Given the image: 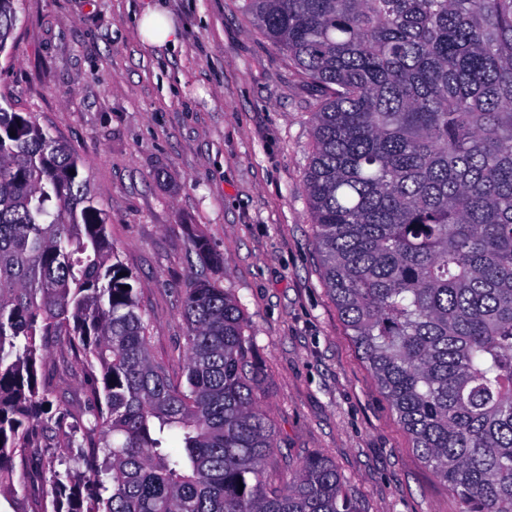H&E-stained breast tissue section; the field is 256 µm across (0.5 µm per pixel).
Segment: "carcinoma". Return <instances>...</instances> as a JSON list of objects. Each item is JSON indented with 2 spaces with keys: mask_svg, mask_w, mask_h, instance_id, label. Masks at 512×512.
<instances>
[{
  "mask_svg": "<svg viewBox=\"0 0 512 512\" xmlns=\"http://www.w3.org/2000/svg\"><path fill=\"white\" fill-rule=\"evenodd\" d=\"M21 11L0 0V55ZM245 11L316 92L304 189L349 335L463 512H512V0ZM84 167L0 106V496L13 505L17 469L34 468L40 512H360L319 453L266 488L274 431L245 317L205 277L185 288L171 381ZM194 249L224 265L207 239ZM55 344L92 375L89 418L68 427L45 370Z\"/></svg>",
  "mask_w": 512,
  "mask_h": 512,
  "instance_id": "cac0c4a2",
  "label": "carcinoma"
}]
</instances>
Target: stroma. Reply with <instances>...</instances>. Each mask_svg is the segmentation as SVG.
I'll list each match as a JSON object with an SVG mask.
<instances>
[{
	"label": "stroma",
	"mask_w": 512,
	"mask_h": 512,
	"mask_svg": "<svg viewBox=\"0 0 512 512\" xmlns=\"http://www.w3.org/2000/svg\"><path fill=\"white\" fill-rule=\"evenodd\" d=\"M149 6L170 13L177 45L141 44L135 18ZM4 101L84 161L172 381L185 378L195 236L223 253V268L205 273L247 322L254 392L275 430L270 485L319 452L360 512H462L413 450L324 283L303 191L316 101L244 0H23L0 57ZM47 368L67 423L86 419L79 357L55 346Z\"/></svg>",
	"instance_id": "stroma-1"
}]
</instances>
